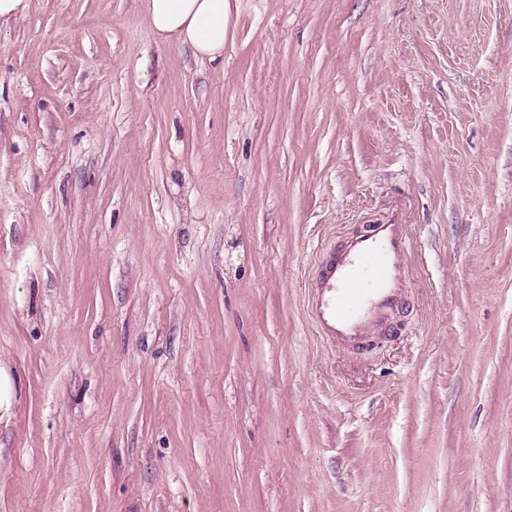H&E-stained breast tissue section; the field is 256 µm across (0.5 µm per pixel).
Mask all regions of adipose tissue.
Returning a JSON list of instances; mask_svg holds the SVG:
<instances>
[{
  "label": "adipose tissue",
  "mask_w": 512,
  "mask_h": 512,
  "mask_svg": "<svg viewBox=\"0 0 512 512\" xmlns=\"http://www.w3.org/2000/svg\"><path fill=\"white\" fill-rule=\"evenodd\" d=\"M155 37L188 46L202 61L224 55V0H144Z\"/></svg>",
  "instance_id": "1"
}]
</instances>
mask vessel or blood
I'll return each mask as SVG.
<instances>
[{
	"label": "vessel or blood",
	"instance_id": "1",
	"mask_svg": "<svg viewBox=\"0 0 512 512\" xmlns=\"http://www.w3.org/2000/svg\"><path fill=\"white\" fill-rule=\"evenodd\" d=\"M409 249L405 225L380 223L332 253L309 297L316 332L347 344L382 326L404 300Z\"/></svg>",
	"mask_w": 512,
	"mask_h": 512
}]
</instances>
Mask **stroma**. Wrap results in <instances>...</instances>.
Returning a JSON list of instances; mask_svg holds the SVG:
<instances>
[{"label": "stroma", "mask_w": 512, "mask_h": 512, "mask_svg": "<svg viewBox=\"0 0 512 512\" xmlns=\"http://www.w3.org/2000/svg\"><path fill=\"white\" fill-rule=\"evenodd\" d=\"M143 0L0 25V512H512V0ZM395 221L355 351L311 273ZM225 0H144V11L155 37L188 46L201 60L224 56ZM15 399V380L4 367H0V420L9 414Z\"/></svg>", "instance_id": "35a3bbf8"}]
</instances>
